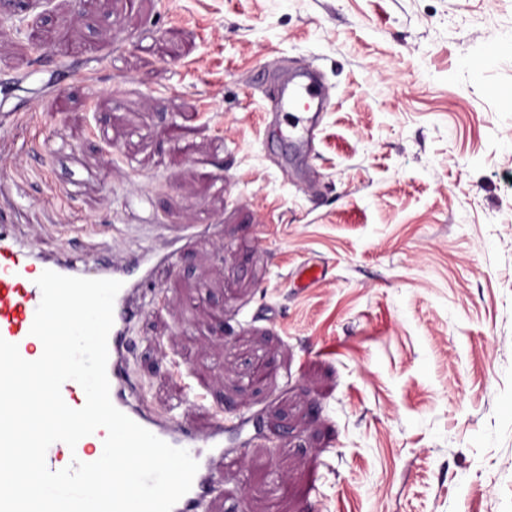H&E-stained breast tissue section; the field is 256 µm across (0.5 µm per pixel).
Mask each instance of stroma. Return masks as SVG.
Here are the masks:
<instances>
[{
  "label": "stroma",
  "instance_id": "obj_1",
  "mask_svg": "<svg viewBox=\"0 0 512 512\" xmlns=\"http://www.w3.org/2000/svg\"><path fill=\"white\" fill-rule=\"evenodd\" d=\"M307 63L310 150L274 102ZM3 83L0 215L37 252L224 226L133 334L154 408L261 414L203 512H512V0H0Z\"/></svg>",
  "mask_w": 512,
  "mask_h": 512
}]
</instances>
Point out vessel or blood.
I'll use <instances>...</instances> for the list:
<instances>
[{
    "label": "vessel or blood",
    "mask_w": 512,
    "mask_h": 512,
    "mask_svg": "<svg viewBox=\"0 0 512 512\" xmlns=\"http://www.w3.org/2000/svg\"><path fill=\"white\" fill-rule=\"evenodd\" d=\"M279 98L292 134L306 139L315 138L318 125L310 112L323 106L326 93L313 67L302 66L289 74L283 81ZM200 232V225L181 224L166 235V245L162 250L116 257L90 267L69 254L38 255L13 235L7 225H0V338L16 344L25 360H34L41 345L30 330L42 297L36 280L43 271L121 282L122 287L114 301V322L108 336L107 376L111 401L158 438L173 447L188 450L199 464L190 491L174 505L172 512H198L200 503L211 497L215 483L231 456L230 449L224 446V439L227 433L242 427L238 421H222L201 436L168 416L152 412L138 402L135 381L129 370L133 354L131 327L146 304L156 299L155 293L147 289L154 268L173 263L182 251L197 243ZM106 436V430L100 428L80 439L74 451L76 458L88 462L93 456L102 454Z\"/></svg>",
    "instance_id": "obj_1"
}]
</instances>
